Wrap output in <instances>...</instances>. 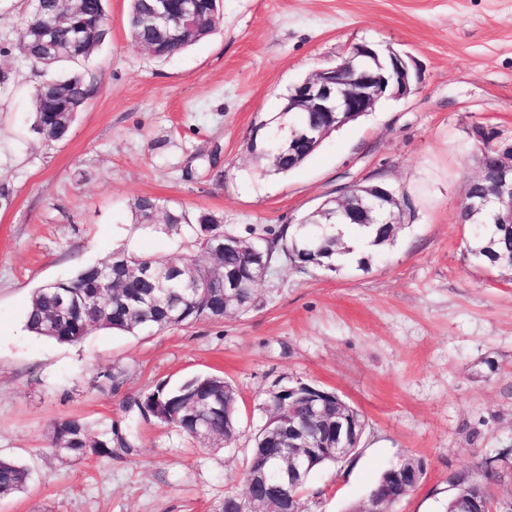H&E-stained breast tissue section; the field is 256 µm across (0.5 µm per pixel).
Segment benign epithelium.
<instances>
[{"mask_svg":"<svg viewBox=\"0 0 512 512\" xmlns=\"http://www.w3.org/2000/svg\"><path fill=\"white\" fill-rule=\"evenodd\" d=\"M152 17L162 26L171 22L168 0H153ZM410 62L397 51L388 55L371 44L355 45L335 65L320 69L309 78L293 86L288 94V111L328 112L333 116L334 128L366 115L384 97L400 98L411 92ZM495 153L496 167L486 190L471 198V205L489 209L494 223L512 224V144L489 143ZM363 203L350 206L343 196L336 201L343 205L347 224L365 223L364 215L379 209L385 223H400V202L395 192L383 184L358 186ZM328 396L336 399V419L327 421L335 439L331 448L322 446L319 437L302 424L288 422V426L274 432L278 436L288 432V439L270 449L266 464L275 474L284 501L290 504L289 512H297V489L306 472V461L326 455L345 460L358 448L363 426L345 412V401L335 392ZM426 475L424 466L412 459H405L388 470V479L411 488L417 487ZM453 490L456 512H512V501L495 497L477 499L471 495L473 482L457 475L448 478Z\"/></svg>","mask_w":512,"mask_h":512,"instance_id":"benign-epithelium-1","label":"benign epithelium"}]
</instances>
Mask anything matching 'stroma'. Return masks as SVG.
Listing matches in <instances>:
<instances>
[{
    "instance_id": "stroma-1",
    "label": "stroma",
    "mask_w": 512,
    "mask_h": 512,
    "mask_svg": "<svg viewBox=\"0 0 512 512\" xmlns=\"http://www.w3.org/2000/svg\"><path fill=\"white\" fill-rule=\"evenodd\" d=\"M106 5L97 92L50 144L32 128L41 76L20 48L32 2L0 0V67L14 75L0 94V456L31 470L0 512H218L242 488L264 392L296 382L336 391L365 424L348 460L309 479L308 512H350L407 458L426 476L392 512H438L449 475L512 468V271L476 264L460 220L475 127L512 139V0H221L215 32L166 60L132 40L129 0ZM365 42L411 56L412 92L381 100L290 173L257 167L252 149L285 120L289 90ZM375 182L396 189L405 227L366 268L280 261L256 308L150 335L95 330L66 345L25 327L33 290L83 264L121 248L189 255L163 226L135 225L136 198L260 233ZM113 372L119 387H102ZM206 373L238 393L232 446L199 447L126 408ZM71 417L135 422L133 445L59 453L53 427Z\"/></svg>"
}]
</instances>
